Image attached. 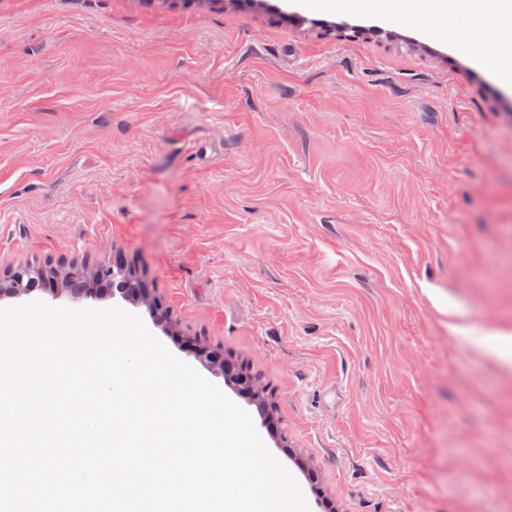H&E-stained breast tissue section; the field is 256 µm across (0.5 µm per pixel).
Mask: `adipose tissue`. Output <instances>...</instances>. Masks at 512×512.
Masks as SVG:
<instances>
[{"label":"adipose tissue","instance_id":"1","mask_svg":"<svg viewBox=\"0 0 512 512\" xmlns=\"http://www.w3.org/2000/svg\"><path fill=\"white\" fill-rule=\"evenodd\" d=\"M302 8L397 17L456 48L512 40V0H299Z\"/></svg>","mask_w":512,"mask_h":512}]
</instances>
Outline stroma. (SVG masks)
Returning a JSON list of instances; mask_svg holds the SVG:
<instances>
[{"label":"stroma","instance_id":"1","mask_svg":"<svg viewBox=\"0 0 512 512\" xmlns=\"http://www.w3.org/2000/svg\"><path fill=\"white\" fill-rule=\"evenodd\" d=\"M124 252L334 512H512V88L397 18L0 0V271ZM489 343L485 344L487 353L496 359L502 366L508 367L512 364V336L508 333H492Z\"/></svg>","mask_w":512,"mask_h":512}]
</instances>
